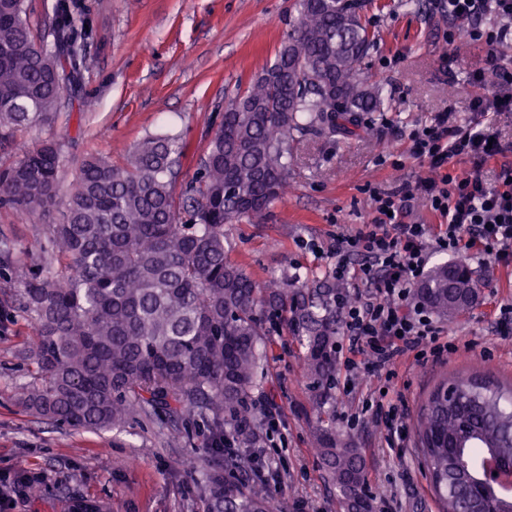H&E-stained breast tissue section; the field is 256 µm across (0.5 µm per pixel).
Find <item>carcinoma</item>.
<instances>
[{"mask_svg": "<svg viewBox=\"0 0 512 512\" xmlns=\"http://www.w3.org/2000/svg\"><path fill=\"white\" fill-rule=\"evenodd\" d=\"M360 0H299L275 61L224 109L193 180L176 193L187 144L149 136L121 164L84 157L61 193L63 148L47 140L0 173V206L42 215L51 253L24 280L21 309L36 325V376L24 397L34 413L72 429L124 431L135 415L196 413L211 427L207 512H284L250 453L264 442L254 393L265 377V340L286 331L305 348L318 459L344 512H373L361 450L322 419L336 375V294L328 271L309 282L259 284L229 256L224 225L265 216L284 192L293 143L354 136L362 112L389 100L362 76L371 33ZM44 47L25 0H0V131L51 121L80 83L86 33L59 0ZM416 295L451 318L477 301L462 262L430 269ZM418 448L442 512H512L497 488L473 494L475 464L492 451L512 461V384L477 371L442 379L421 405Z\"/></svg>", "mask_w": 512, "mask_h": 512, "instance_id": "carcinoma-1", "label": "carcinoma"}]
</instances>
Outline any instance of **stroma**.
Segmentation results:
<instances>
[{
    "mask_svg": "<svg viewBox=\"0 0 512 512\" xmlns=\"http://www.w3.org/2000/svg\"><path fill=\"white\" fill-rule=\"evenodd\" d=\"M73 22L86 27V64L80 95L51 122H37L0 141V171L24 148L48 139L65 142V170L87 155L107 152L123 162L144 138L181 136L188 150L181 181H190L229 103L273 63L297 19V0H69ZM362 14L375 39L364 60L370 82L382 87L391 108L363 116L366 132L297 143L287 195L259 221L228 224L230 257L258 282L295 274L316 278L331 268L337 232H356L375 216L363 187L390 189L425 173L408 153V135L438 113H471L467 72L483 67L486 49L469 39L448 47V21L439 0H363ZM63 207L27 216L0 206V243L14 247L0 269V477L17 470L32 478L10 512H67L75 497L96 500L101 512H206L201 474L192 461L208 443L205 423L189 438L165 421L139 415L132 432L73 430L22 403L37 367L31 357L32 319L19 307L27 269L49 250L48 227ZM479 288L475 305L441 319L453 353L438 359L402 358L395 389L406 406L402 447H388L380 426L360 414L380 387L370 372L336 368L329 407L337 430L360 448L376 512H439L430 478L421 468L413 425L421 403L444 377L482 371L512 379V325L495 315L512 306V267L479 258L466 262ZM266 376L258 410L275 407L281 423L265 439L263 455L277 479L270 488L285 512H342L312 449L310 382L303 347L289 334L267 337Z\"/></svg>",
    "mask_w": 512,
    "mask_h": 512,
    "instance_id": "obj_1",
    "label": "stroma"
}]
</instances>
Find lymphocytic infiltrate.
Masks as SVG:
<instances>
[{
	"mask_svg": "<svg viewBox=\"0 0 512 512\" xmlns=\"http://www.w3.org/2000/svg\"><path fill=\"white\" fill-rule=\"evenodd\" d=\"M447 3L449 41L464 36L487 50L484 67L467 80L474 117L462 124L442 112L411 131L408 153L426 163V176L391 189L369 188L376 217L355 234H337L331 268L337 281L358 288L337 300L345 367L364 366L389 381L403 356L421 360L455 349L441 343L442 327L414 298L432 253H471L512 266V141L493 131L496 117L512 112V59L501 51L512 41V0ZM462 160L471 163L470 172H458ZM489 170L494 179L486 178ZM419 199L435 223L414 219ZM355 256L362 259L356 266Z\"/></svg>",
	"mask_w": 512,
	"mask_h": 512,
	"instance_id": "obj_1",
	"label": "lymphocytic infiltrate"
}]
</instances>
